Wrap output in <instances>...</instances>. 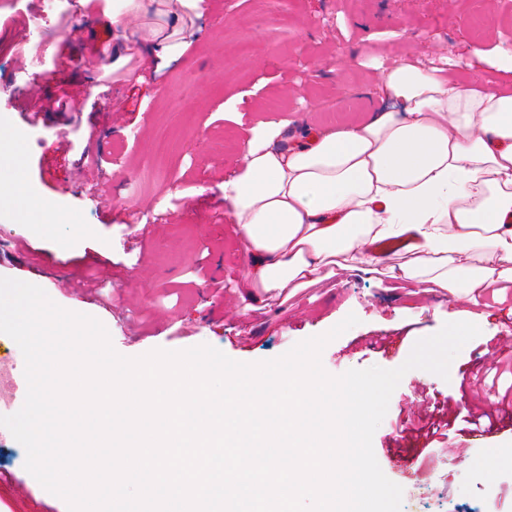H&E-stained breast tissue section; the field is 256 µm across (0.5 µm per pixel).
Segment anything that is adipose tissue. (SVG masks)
<instances>
[{
	"label": "adipose tissue",
	"mask_w": 512,
	"mask_h": 512,
	"mask_svg": "<svg viewBox=\"0 0 512 512\" xmlns=\"http://www.w3.org/2000/svg\"><path fill=\"white\" fill-rule=\"evenodd\" d=\"M155 2L157 21L135 29L143 0H112L113 70L180 53L197 0ZM380 86L395 105L365 120L268 121L243 139L224 200L253 298L364 269L374 241L409 231L417 244L384 264L387 278L473 303L512 289V89L409 62L383 69Z\"/></svg>",
	"instance_id": "ef3b65f1"
}]
</instances>
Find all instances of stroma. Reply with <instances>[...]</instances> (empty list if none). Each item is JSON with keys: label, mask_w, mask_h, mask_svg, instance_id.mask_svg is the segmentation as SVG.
I'll use <instances>...</instances> for the list:
<instances>
[{"label": "stroma", "mask_w": 512, "mask_h": 512, "mask_svg": "<svg viewBox=\"0 0 512 512\" xmlns=\"http://www.w3.org/2000/svg\"><path fill=\"white\" fill-rule=\"evenodd\" d=\"M196 29L175 59L135 61L127 80H105L100 48L112 40L111 15L77 0H0V277L40 286L64 309L95 317L115 351L135 358L156 349L210 345L246 363L279 357L326 333L347 315L357 325L329 342L331 375L394 369L415 342L449 314L479 335L453 360L448 378L408 371L373 436L383 473L403 489L402 512H512V428L474 435L456 413L494 390L470 388L472 371L512 354V292L472 304L438 290L419 295L347 271L290 297L248 308V257L224 202L241 143L253 125L301 118L345 121L380 103V73L402 61L443 69L453 81L512 73L493 66L512 47V6L504 0H200ZM47 28L42 73L27 70ZM77 96L70 126L55 113L32 127L17 90ZM76 215L43 226L24 216L27 196ZM398 337L396 350L369 346ZM17 344L0 334V415L16 413L7 377L23 366ZM446 409L450 434L428 471L416 439L399 426ZM467 449L469 463L447 451ZM26 451L0 427V512H68L24 468Z\"/></svg>", "instance_id": "1"}]
</instances>
